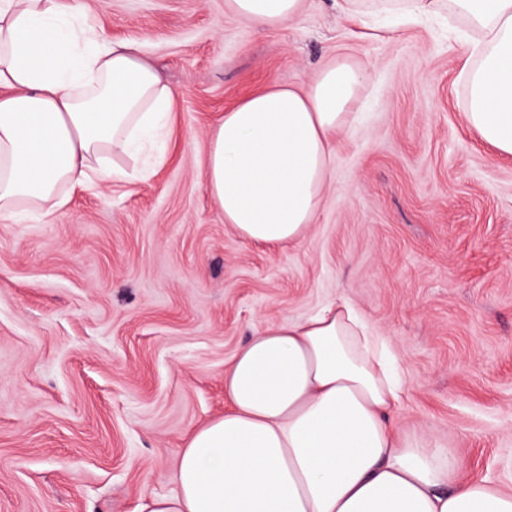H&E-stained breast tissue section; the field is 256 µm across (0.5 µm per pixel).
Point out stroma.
Listing matches in <instances>:
<instances>
[{
    "instance_id": "obj_1",
    "label": "stroma",
    "mask_w": 512,
    "mask_h": 512,
    "mask_svg": "<svg viewBox=\"0 0 512 512\" xmlns=\"http://www.w3.org/2000/svg\"><path fill=\"white\" fill-rule=\"evenodd\" d=\"M304 0L262 28L224 0H79L176 93L164 162L0 212V512H137L221 416L253 328L352 303L391 346L402 437L512 487V159L464 120L475 35L450 0ZM362 70L336 173L303 240L239 237L200 160L224 109L326 62Z\"/></svg>"
}]
</instances>
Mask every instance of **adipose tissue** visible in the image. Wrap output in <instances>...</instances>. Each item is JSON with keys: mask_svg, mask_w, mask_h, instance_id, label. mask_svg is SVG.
Segmentation results:
<instances>
[{"mask_svg": "<svg viewBox=\"0 0 512 512\" xmlns=\"http://www.w3.org/2000/svg\"><path fill=\"white\" fill-rule=\"evenodd\" d=\"M476 32L465 118L512 157V0H455ZM263 27L302 0H225ZM77 0H0V211L50 214L66 187L125 177L114 164L164 126L173 91L129 42H101ZM362 75L324 65L304 89L268 84L225 110L202 165L242 238L301 241L332 178ZM403 388L386 337L340 299L256 328L224 371L229 407L186 440L173 489L140 512H512V490L463 480L447 450L401 438Z\"/></svg>", "mask_w": 512, "mask_h": 512, "instance_id": "ef3b65f1", "label": "adipose tissue"}]
</instances>
